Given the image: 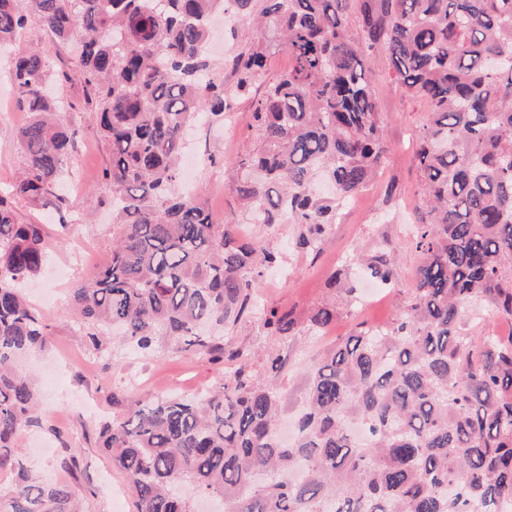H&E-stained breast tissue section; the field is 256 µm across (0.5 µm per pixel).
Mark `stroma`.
Here are the masks:
<instances>
[{"instance_id":"obj_1","label":"stroma","mask_w":512,"mask_h":512,"mask_svg":"<svg viewBox=\"0 0 512 512\" xmlns=\"http://www.w3.org/2000/svg\"><path fill=\"white\" fill-rule=\"evenodd\" d=\"M21 43L48 58L59 77L64 116L75 132L76 148L66 163L62 184L66 209L24 202L16 205L22 220L47 226V266L24 291L51 332L43 350L17 362L20 370L34 378L41 419L40 427L19 434L18 444L27 465L43 481H71L84 512H136L123 475L113 469L109 455L99 446L100 427L114 410L113 397L165 393L203 398L222 386L224 372L205 356L166 351L144 354L110 338L101 347H93L85 328L73 318L72 288L88 283L112 253V214L98 201L101 175L110 161V143L99 131L83 81L74 74L73 45L56 42L35 21L28 25ZM366 69L376 90L388 150L375 178L360 190L352 205L340 207L317 253L306 255L295 248L298 227L292 222L270 227L251 223L233 190L234 162L258 144L249 98L239 99L231 113L233 129H225L220 120L205 123L194 131L189 145L200 158L195 186L216 219L234 217L242 236L257 239L282 256L279 267L263 274L257 291L260 304L294 310L301 318L326 303L336 307V318L324 333L301 332L284 344L263 335L254 319L224 330L233 346L250 352L251 373L257 381L268 379L267 355L287 351L288 361L277 378L286 421L292 420L306 395V362L359 324L391 322L422 261L410 246V236L419 204L415 154L426 105L396 80L384 52L368 57ZM27 119L9 79L8 59L0 56V188L25 164L16 133ZM380 253L396 259L397 290L378 289L368 302L328 288L330 275L340 268L347 270L354 283L367 280L365 267L354 258ZM69 448L76 449L81 459V470L73 477L60 465Z\"/></svg>"}]
</instances>
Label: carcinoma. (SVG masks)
<instances>
[{
  "label": "carcinoma",
  "instance_id": "1",
  "mask_svg": "<svg viewBox=\"0 0 512 512\" xmlns=\"http://www.w3.org/2000/svg\"><path fill=\"white\" fill-rule=\"evenodd\" d=\"M232 5L260 31L232 59L236 94L267 59L288 72L252 98L258 148L236 162L234 190L256 224L299 225L311 251L381 165L386 147L364 59L384 51L397 78L427 104L416 153L420 205L411 246L423 256L392 322L361 325L307 368L294 442L277 434L281 396L252 380L249 354L218 330L255 314L262 270L280 253L217 222L181 185L187 134L224 116L232 95L206 54V18ZM361 35L352 34L354 11ZM36 20L80 41L77 73L112 145L101 180L115 242L71 310L98 347L106 336L227 361L203 399L131 398L103 424L101 447L135 496L136 512H194L190 485L223 512H499L512 503V338L464 336L479 297L512 317V0H0V46ZM29 113L17 137L24 170L0 193V512H83L64 482L46 484L16 437L38 424L31 378L14 359L44 347L48 328L20 285L44 266L46 225L15 203L66 206L59 192L75 133L61 118L45 56L19 50L9 67ZM382 254L368 268L393 278ZM336 317L316 309L308 330ZM265 335H296L293 315L267 307Z\"/></svg>",
  "mask_w": 512,
  "mask_h": 512
}]
</instances>
